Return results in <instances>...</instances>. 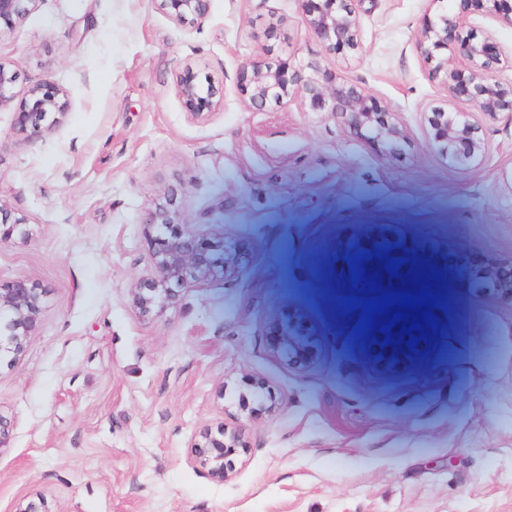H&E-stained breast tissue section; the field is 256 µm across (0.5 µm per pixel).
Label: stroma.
Returning <instances> with one entry per match:
<instances>
[{
    "mask_svg": "<svg viewBox=\"0 0 512 512\" xmlns=\"http://www.w3.org/2000/svg\"><path fill=\"white\" fill-rule=\"evenodd\" d=\"M443 11L512 54V26L476 0H368L344 53L307 32L297 0H212L189 33L153 0H39L0 34L18 98L48 79L70 100L33 142L0 109V208L25 221L0 244V281L41 292L22 354L0 364L13 423L0 512L40 493L50 512H512V302L498 288L512 269V117L479 116L487 150L468 165L429 146L446 94L415 42ZM271 47L364 87L407 138L389 148L329 112L252 108L238 63ZM187 66L219 91L207 118L178 94ZM170 188L182 221L223 223L242 260L147 319L126 291ZM376 226L419 247L400 291L440 295L432 341L395 365L342 306L370 289L337 261ZM274 322L302 330L313 358L271 357ZM254 392L277 412L252 424L231 479H211L188 442L245 421Z\"/></svg>",
    "mask_w": 512,
    "mask_h": 512,
    "instance_id": "obj_1",
    "label": "stroma"
}]
</instances>
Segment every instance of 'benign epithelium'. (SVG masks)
Returning a JSON list of instances; mask_svg holds the SVG:
<instances>
[{"instance_id":"benign-epithelium-1","label":"benign epithelium","mask_w":512,"mask_h":512,"mask_svg":"<svg viewBox=\"0 0 512 512\" xmlns=\"http://www.w3.org/2000/svg\"><path fill=\"white\" fill-rule=\"evenodd\" d=\"M39 0H0V29L9 28L35 9ZM156 8L187 31L198 27L209 15L211 0H154ZM307 30L329 50H357L360 40V7L365 0H298ZM485 12L502 16L512 25V0H481ZM461 16L442 14L426 17L416 40L417 52L428 65V76L439 83L448 99V109L440 108L428 117L429 145L453 165H465L486 150L480 127L473 113L458 107L467 103L474 110L493 116L505 113L512 118V82L503 83L498 74L505 65L503 54L490 38L481 40L462 34ZM15 72L0 64V107L17 104V131L33 141L68 113L70 103L63 90L50 81L36 83L27 97L16 100ZM178 94L189 114L202 119L217 108V88L201 81L187 66L176 77ZM237 90L255 109L268 105L298 103L337 115L344 125L372 143L393 145L406 137V128L395 112H379L371 107V97L360 85L336 77V73L310 60L290 69L262 58H246L237 69ZM24 225L21 218H10L0 211V243L10 240ZM144 235L152 250L142 274L127 289L132 309L142 317H152L177 305L183 291L218 278H231L240 256L225 247L224 232L209 224H186L172 203L157 204L147 213ZM370 253L361 260L365 277L376 276L377 284L387 287L398 278L385 270L389 258L411 261L416 245L411 240H392L380 230L358 237L353 253ZM41 314L38 288L25 280L0 283V355L19 356L24 340L35 329ZM392 343L378 345L381 356H401L408 334L391 328ZM293 345L296 360L306 361L313 346L306 339L288 335L279 324L271 325L266 349L272 356ZM267 398L252 399L247 420L255 422L272 416ZM247 429L240 425L209 426L199 429L188 443L190 463L219 481L228 480L232 471L227 458L246 447Z\"/></svg>"}]
</instances>
